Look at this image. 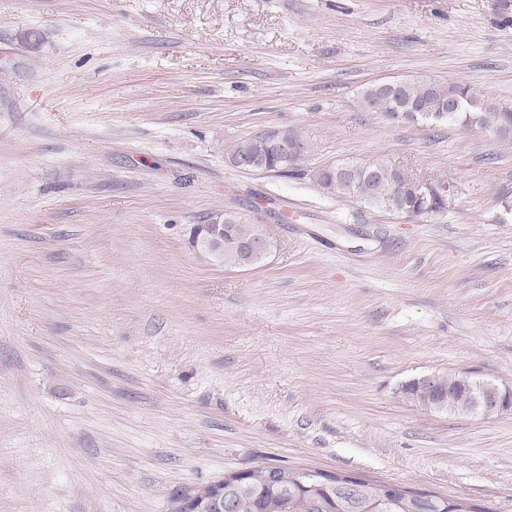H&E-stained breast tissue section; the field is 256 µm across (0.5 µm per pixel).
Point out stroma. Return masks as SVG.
<instances>
[{"label":"stroma","instance_id":"1","mask_svg":"<svg viewBox=\"0 0 512 512\" xmlns=\"http://www.w3.org/2000/svg\"><path fill=\"white\" fill-rule=\"evenodd\" d=\"M394 79L512 106V23L495 0H0V512H175L255 465L512 512V411L400 393L512 387V145L359 108ZM285 130L293 174L228 164ZM379 159L451 182L447 209L313 180ZM220 211L272 254L193 255ZM419 379L421 380L422 384L417 381H411L402 386V394L406 396H411L412 398H416L424 406H428L434 402L437 395H421L423 392V386H425L427 389L431 391L438 390L441 386L442 377L439 375V373H433L423 376Z\"/></svg>","mask_w":512,"mask_h":512}]
</instances>
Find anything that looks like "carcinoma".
<instances>
[{"instance_id":"obj_1","label":"carcinoma","mask_w":512,"mask_h":512,"mask_svg":"<svg viewBox=\"0 0 512 512\" xmlns=\"http://www.w3.org/2000/svg\"><path fill=\"white\" fill-rule=\"evenodd\" d=\"M397 86L384 91L379 85L364 87L358 96L362 110L373 112L388 121L394 115L403 123H448L462 126L475 124L504 142L512 143V108L499 107L480 98L463 81L398 79ZM255 142L254 161L268 172L286 173L298 166L308 152V143L295 132H266L248 137ZM315 183L337 197L354 198L369 206L406 215L437 214L448 206V197L436 195L423 201L418 179L405 170L382 161L366 164L344 163L327 167ZM256 237L274 239L265 224H249L231 216L224 223V250L232 255L236 242ZM457 407L467 404L464 387L475 378L452 376ZM402 394L417 399L425 406L433 396L423 394V386L411 381L402 386ZM279 468L258 466L245 477L252 490L237 499L238 507L224 505V512H487L459 499L451 507L445 499L425 490L412 489L398 493L389 483H370L350 475L363 489L350 492L335 484L336 473L319 471L313 478L290 482L279 490H271L258 482V477Z\"/></svg>"}]
</instances>
